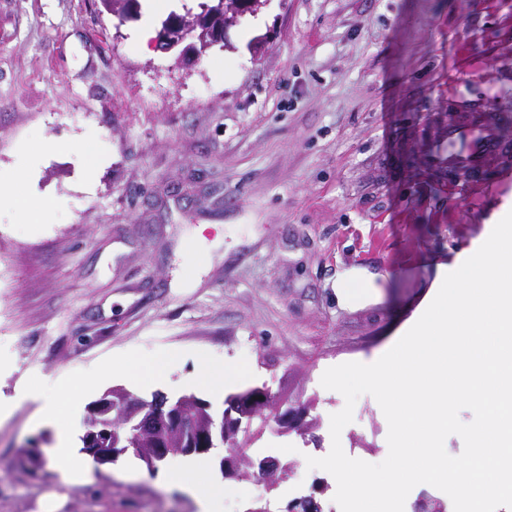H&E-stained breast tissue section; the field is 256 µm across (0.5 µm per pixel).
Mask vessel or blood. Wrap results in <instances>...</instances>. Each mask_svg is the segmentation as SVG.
Segmentation results:
<instances>
[{"label": "vessel or blood", "mask_w": 512, "mask_h": 512, "mask_svg": "<svg viewBox=\"0 0 512 512\" xmlns=\"http://www.w3.org/2000/svg\"><path fill=\"white\" fill-rule=\"evenodd\" d=\"M510 158L512 142L501 136L496 114L482 105H470L464 119L449 121L446 163L458 189L480 185L489 162Z\"/></svg>", "instance_id": "1"}]
</instances>
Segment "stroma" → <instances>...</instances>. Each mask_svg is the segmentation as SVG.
Listing matches in <instances>:
<instances>
[{"mask_svg": "<svg viewBox=\"0 0 512 512\" xmlns=\"http://www.w3.org/2000/svg\"><path fill=\"white\" fill-rule=\"evenodd\" d=\"M138 19L101 0H0V171L43 161L21 199L65 211L20 224L0 209V393L68 380L84 415L122 380L132 352L178 350L247 366L235 393L266 387L307 406L311 427L254 421L251 457L275 482L221 474L228 512H286L336 485L326 454L345 400L326 368L380 351L413 315L438 264L475 249L512 201V163L483 185L448 186V120L480 101L512 128V0H267L195 64L132 49ZM104 163L94 177L73 145ZM380 273L377 298L339 303L338 272ZM112 379L86 391L96 370ZM33 406L0 423V512H196L133 453L92 462L90 484L50 469ZM379 463L375 400L358 398L340 436Z\"/></svg>", "mask_w": 512, "mask_h": 512, "instance_id": "obj_1", "label": "stroma"}]
</instances>
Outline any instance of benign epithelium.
Segmentation results:
<instances>
[{
    "label": "benign epithelium",
    "mask_w": 512,
    "mask_h": 512,
    "mask_svg": "<svg viewBox=\"0 0 512 512\" xmlns=\"http://www.w3.org/2000/svg\"><path fill=\"white\" fill-rule=\"evenodd\" d=\"M265 5L264 0H251L247 4L234 2L224 15V27L214 28L210 18L174 17L168 20L159 32L158 43L164 50L178 47L188 35L201 41L211 40L219 43L224 39V30L236 24L239 16L254 13ZM271 410L279 415L281 423L290 429L305 430L307 409L296 408L285 398L276 399L265 389L254 388L228 400V409L224 412L221 434L227 442L234 443L232 436L244 426L250 424L255 415L263 410ZM110 424L98 431L89 432L86 451L101 462L114 460L127 450L152 463H160L168 456L192 452H203L211 446L215 434L214 421L198 407L184 402L171 404L161 396L151 415L143 417L134 425L135 432L128 439V448H103L99 445L97 435H113V444H118V430H109Z\"/></svg>",
    "instance_id": "7a95c632"
}]
</instances>
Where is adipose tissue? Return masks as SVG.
<instances>
[{
    "label": "adipose tissue",
    "mask_w": 512,
    "mask_h": 512,
    "mask_svg": "<svg viewBox=\"0 0 512 512\" xmlns=\"http://www.w3.org/2000/svg\"><path fill=\"white\" fill-rule=\"evenodd\" d=\"M378 280V274L348 269L336 280V294L343 303L354 304L375 297ZM182 359V353L177 351H165L151 357L134 354L128 358L129 369L125 377L137 389L151 390L164 383L169 367L181 363ZM28 402L38 406V426L50 428L54 434L51 465L66 480H87L88 470H77L72 465L71 439L80 424L82 402L70 399L68 388L53 380L21 390L12 399L0 403V415ZM164 482L188 493L194 499L198 512H224V486L210 479L206 460H172L166 469Z\"/></svg>",
    "instance_id": "obj_1"
}]
</instances>
